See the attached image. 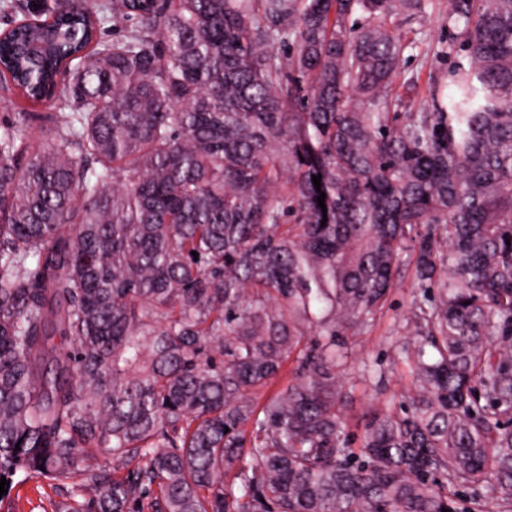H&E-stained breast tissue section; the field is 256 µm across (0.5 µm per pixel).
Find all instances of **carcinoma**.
<instances>
[{
  "label": "carcinoma",
  "instance_id": "carcinoma-1",
  "mask_svg": "<svg viewBox=\"0 0 512 512\" xmlns=\"http://www.w3.org/2000/svg\"><path fill=\"white\" fill-rule=\"evenodd\" d=\"M413 5H0V88H69L0 118V512L31 478L58 512H512V0H448L468 64L401 121ZM404 266L411 387L355 433ZM412 299V269L409 267L374 324L356 338L349 366L342 372L345 388L342 409L353 430L368 411L375 395L374 384L365 383L359 378L363 362H378L385 367L383 395L380 396L383 399L393 394L400 396L410 385L406 366L402 363L392 364V346L409 332L406 317Z\"/></svg>",
  "mask_w": 512,
  "mask_h": 512
}]
</instances>
